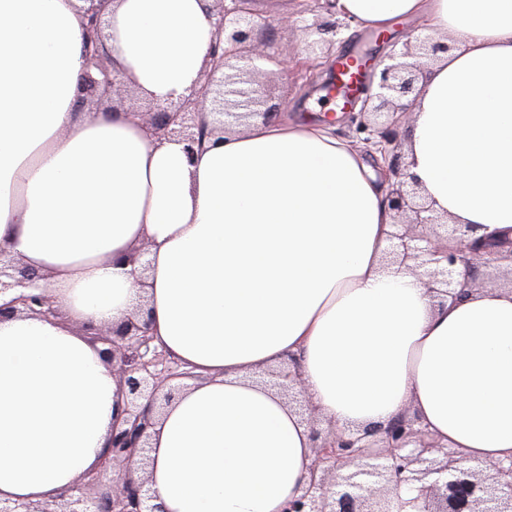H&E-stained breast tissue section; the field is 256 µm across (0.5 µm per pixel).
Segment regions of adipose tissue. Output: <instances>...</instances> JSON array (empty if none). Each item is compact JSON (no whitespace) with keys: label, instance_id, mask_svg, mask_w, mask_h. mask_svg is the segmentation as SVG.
I'll use <instances>...</instances> for the list:
<instances>
[{"label":"adipose tissue","instance_id":"ef3b65f1","mask_svg":"<svg viewBox=\"0 0 512 512\" xmlns=\"http://www.w3.org/2000/svg\"><path fill=\"white\" fill-rule=\"evenodd\" d=\"M80 0H0V247L39 273L60 321L0 318V499L46 501L97 466L117 382L87 325L145 305L157 345L202 374L156 418L164 512H283L311 430L257 371L293 361L338 428L407 411L465 462L512 459V288L439 301L384 265L392 217L364 155L288 114L211 138L194 160L126 110L77 103ZM454 47L422 84L407 162L436 212L512 230V0H331ZM107 45L136 98L185 95L210 0H113ZM151 245L141 274L126 260Z\"/></svg>","mask_w":512,"mask_h":512}]
</instances>
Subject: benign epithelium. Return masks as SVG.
Returning <instances> with one entry per match:
<instances>
[{"label": "benign epithelium", "instance_id": "benign-epithelium-1", "mask_svg": "<svg viewBox=\"0 0 512 512\" xmlns=\"http://www.w3.org/2000/svg\"><path fill=\"white\" fill-rule=\"evenodd\" d=\"M84 2L99 49L85 58L87 75L78 87V97L82 102L92 98L112 101L128 92L105 44L109 38L105 15L112 0ZM212 2L216 22L210 68L183 100L134 112L154 133L184 142L190 161L207 138L225 132L224 115L229 109L246 107L249 117L277 115L272 107L259 109L264 100L248 87L251 72L226 73L233 61L270 58L257 37L254 0ZM451 49L446 37H409L403 49L391 56V63L380 70L378 80L369 81L343 106L357 129L372 130L363 139L365 152L374 161H382L380 170L391 181L386 200L396 231L390 235L389 257L426 278L428 288L442 300L483 287L484 268L491 262L512 267V238L497 232L479 236L477 226L450 224L436 214L408 172L397 121L379 126L365 114H408L419 93L416 83L426 78L431 62ZM36 278L21 260L0 249V297L11 295L0 303V317H59L48 295L33 292ZM94 336L125 397V407L112 424L109 453L58 502L1 499L0 512H162L148 488L151 416L180 393L183 380L192 374L151 346L149 320L139 315ZM267 375L276 379L281 391L293 394L299 410L309 411L300 376L288 370ZM311 437L314 464L309 484L300 496L288 501L284 512H392L389 494L403 483L417 485L422 512H512V462L467 466L458 452L438 446L414 414L349 433H323L313 427ZM134 461L139 464L137 473L130 468ZM111 471L117 477L106 485L104 478Z\"/></svg>", "mask_w": 512, "mask_h": 512}]
</instances>
